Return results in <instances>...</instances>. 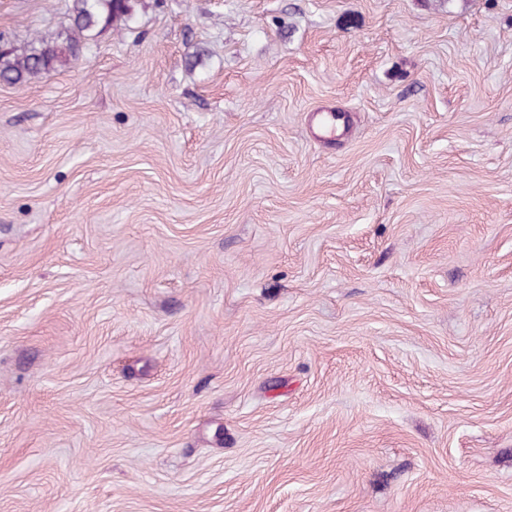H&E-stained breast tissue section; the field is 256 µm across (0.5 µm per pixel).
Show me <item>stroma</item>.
Masks as SVG:
<instances>
[{"instance_id":"obj_1","label":"stroma","mask_w":512,"mask_h":512,"mask_svg":"<svg viewBox=\"0 0 512 512\" xmlns=\"http://www.w3.org/2000/svg\"><path fill=\"white\" fill-rule=\"evenodd\" d=\"M0 512H512V0H136L0 83Z\"/></svg>"}]
</instances>
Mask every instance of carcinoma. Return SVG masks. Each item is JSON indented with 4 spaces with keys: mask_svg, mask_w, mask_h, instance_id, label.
Instances as JSON below:
<instances>
[{
    "mask_svg": "<svg viewBox=\"0 0 512 512\" xmlns=\"http://www.w3.org/2000/svg\"><path fill=\"white\" fill-rule=\"evenodd\" d=\"M135 0H72V32L62 40L40 38L24 46L0 49V81L21 84L57 71L81 53L98 28L127 22Z\"/></svg>",
    "mask_w": 512,
    "mask_h": 512,
    "instance_id": "cac0c4a2",
    "label": "carcinoma"
}]
</instances>
